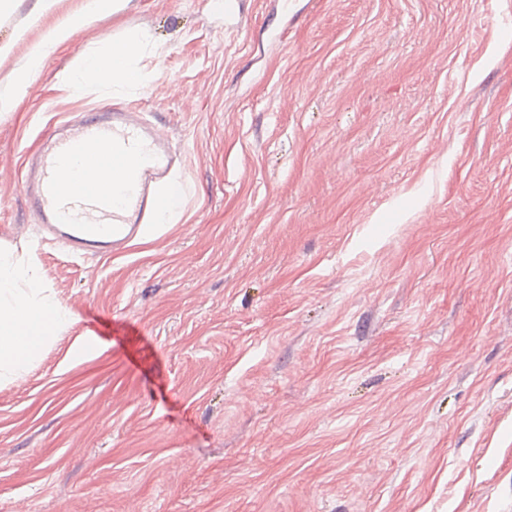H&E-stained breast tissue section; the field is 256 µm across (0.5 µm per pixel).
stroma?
Masks as SVG:
<instances>
[{"label":"stroma","mask_w":512,"mask_h":512,"mask_svg":"<svg viewBox=\"0 0 512 512\" xmlns=\"http://www.w3.org/2000/svg\"><path fill=\"white\" fill-rule=\"evenodd\" d=\"M34 2L0 95L82 0ZM130 29L152 91L64 99ZM109 106L185 153V200L75 260L24 159ZM1 248L75 323L0 389V512H512V0H130L0 115Z\"/></svg>","instance_id":"obj_1"}]
</instances>
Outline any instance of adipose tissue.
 Segmentation results:
<instances>
[{"label": "adipose tissue", "mask_w": 512, "mask_h": 512, "mask_svg": "<svg viewBox=\"0 0 512 512\" xmlns=\"http://www.w3.org/2000/svg\"><path fill=\"white\" fill-rule=\"evenodd\" d=\"M126 3L127 0H84L78 12L49 30L25 68L17 73L13 96L0 97V112L11 111L16 101L25 96L31 76L41 72L58 47L80 29L95 23L102 13L120 12ZM143 49L139 34L131 33L120 46L110 45L83 55L74 68L58 74L57 83L71 99L82 98L92 83L106 79L116 84L130 82L141 91H148L154 74L131 66ZM72 322V312L38 285L30 264L0 253V388L22 379L48 340Z\"/></svg>", "instance_id": "adipose-tissue-1"}]
</instances>
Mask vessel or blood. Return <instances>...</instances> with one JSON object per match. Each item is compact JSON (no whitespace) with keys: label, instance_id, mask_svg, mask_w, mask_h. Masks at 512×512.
<instances>
[{"label":"vessel or blood","instance_id":"1","mask_svg":"<svg viewBox=\"0 0 512 512\" xmlns=\"http://www.w3.org/2000/svg\"><path fill=\"white\" fill-rule=\"evenodd\" d=\"M93 148L103 160L93 185L63 188L64 168ZM181 164L143 113L109 107L56 127L26 162V195L46 238L75 256L111 255L154 224L164 203L179 204L184 187L173 173Z\"/></svg>","mask_w":512,"mask_h":512}]
</instances>
